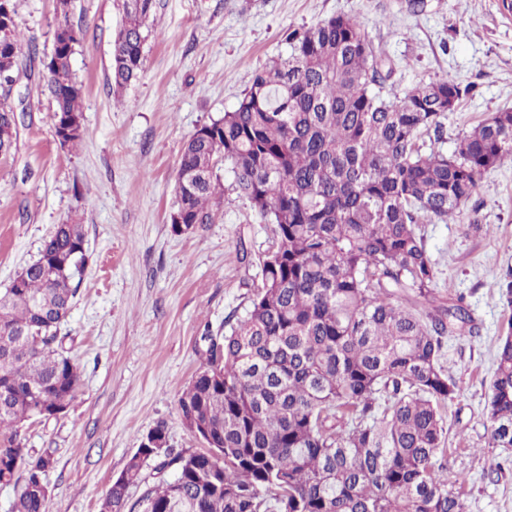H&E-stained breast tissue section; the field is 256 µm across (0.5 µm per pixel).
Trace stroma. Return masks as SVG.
Listing matches in <instances>:
<instances>
[{
    "instance_id": "stroma-1",
    "label": "stroma",
    "mask_w": 512,
    "mask_h": 512,
    "mask_svg": "<svg viewBox=\"0 0 512 512\" xmlns=\"http://www.w3.org/2000/svg\"><path fill=\"white\" fill-rule=\"evenodd\" d=\"M19 30L50 54L55 0H14ZM85 35L71 64L83 87L77 147L54 134L55 102L37 70L18 68L0 102L24 120L0 158V290L36 260L59 224L84 230L86 267L63 326L82 387L65 415L29 424L24 443L49 448V512H100L105 492L143 437L167 427L174 451L202 442L177 397L204 360L205 334L245 315L272 249L264 223L222 166L224 201L212 223L174 233L169 215L183 143L233 110L254 71L288 50V30L357 17L382 57L383 94L417 82L473 85L449 114L457 133L512 109V12L502 0H156L137 81L112 89L120 0H71ZM436 270L435 296L464 298L473 332L444 339L442 362L459 386L443 413L448 476H464L467 512H512V448L488 443L487 400L498 338L512 312L499 294L512 266V164L489 169L456 224L420 227ZM501 471H491L493 463Z\"/></svg>"
}]
</instances>
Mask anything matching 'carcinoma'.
Instances as JSON below:
<instances>
[{
	"label": "carcinoma",
	"instance_id": "obj_1",
	"mask_svg": "<svg viewBox=\"0 0 512 512\" xmlns=\"http://www.w3.org/2000/svg\"><path fill=\"white\" fill-rule=\"evenodd\" d=\"M0 19V82L39 57L15 21ZM111 78L120 90L143 69L155 0H122ZM83 37L58 0L42 79L54 122L83 118L71 57ZM289 50L257 69L235 109L184 144L176 172L185 225L212 222L228 163L234 189L268 223L275 243L245 316L222 336L178 394L214 447L174 454L156 425L108 488L106 512H467L448 485L442 405L458 394L441 364L443 338L469 326L462 298L418 311L392 300L410 288L431 305L436 271L418 233L457 220L484 174L512 162V111L497 112L435 147L473 86L446 79L381 93L382 60L361 22L339 15L288 33ZM0 103V132L17 129ZM433 140L427 147L424 136ZM81 224H58L37 261L0 290V485L19 491L12 512H48L53 451L23 444L28 422L67 412L82 372L60 325L79 293ZM390 406L380 410L381 402ZM489 440L512 448V317L499 338L487 401ZM152 467L159 480L129 503Z\"/></svg>",
	"mask_w": 512,
	"mask_h": 512
}]
</instances>
